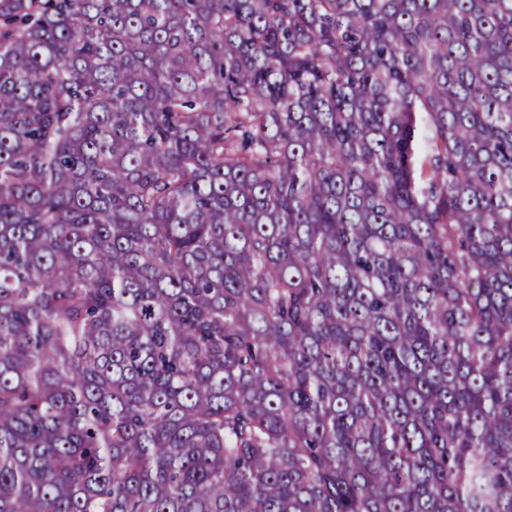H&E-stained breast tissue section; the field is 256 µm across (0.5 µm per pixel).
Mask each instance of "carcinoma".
<instances>
[{
	"label": "carcinoma",
	"instance_id": "carcinoma-1",
	"mask_svg": "<svg viewBox=\"0 0 512 512\" xmlns=\"http://www.w3.org/2000/svg\"><path fill=\"white\" fill-rule=\"evenodd\" d=\"M0 512H512V0H0Z\"/></svg>",
	"mask_w": 512,
	"mask_h": 512
}]
</instances>
